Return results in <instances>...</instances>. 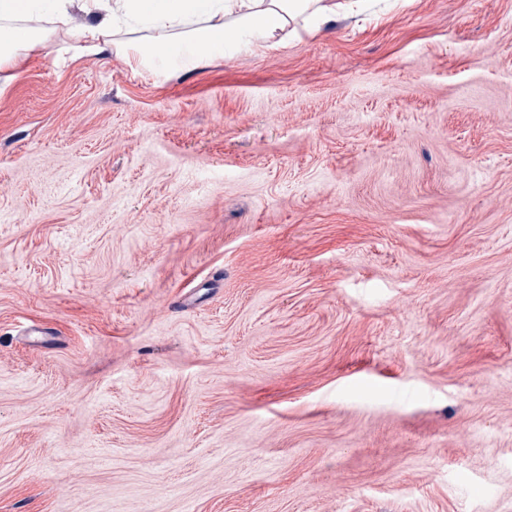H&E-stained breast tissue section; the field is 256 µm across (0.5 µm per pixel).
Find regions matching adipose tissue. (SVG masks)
Masks as SVG:
<instances>
[{"mask_svg":"<svg viewBox=\"0 0 512 512\" xmlns=\"http://www.w3.org/2000/svg\"><path fill=\"white\" fill-rule=\"evenodd\" d=\"M77 11L84 16L79 26ZM43 14L54 28L73 33L80 55L115 50L141 73L165 61L196 69L214 55L270 42L296 18L321 27L334 19L336 7L326 0H0V71L44 46V30L31 24ZM143 24L151 31L146 40L137 35Z\"/></svg>","mask_w":512,"mask_h":512,"instance_id":"adipose-tissue-1","label":"adipose tissue"}]
</instances>
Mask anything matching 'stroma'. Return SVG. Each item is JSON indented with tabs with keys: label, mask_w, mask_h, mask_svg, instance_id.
Segmentation results:
<instances>
[{
	"label": "stroma",
	"mask_w": 512,
	"mask_h": 512,
	"mask_svg": "<svg viewBox=\"0 0 512 512\" xmlns=\"http://www.w3.org/2000/svg\"><path fill=\"white\" fill-rule=\"evenodd\" d=\"M292 27L14 68L0 512H512V0Z\"/></svg>",
	"instance_id": "1"
}]
</instances>
